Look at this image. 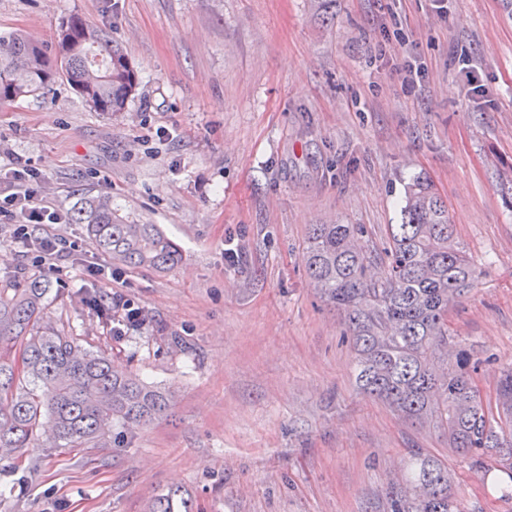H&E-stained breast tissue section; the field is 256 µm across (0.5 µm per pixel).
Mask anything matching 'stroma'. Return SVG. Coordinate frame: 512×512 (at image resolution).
Returning a JSON list of instances; mask_svg holds the SVG:
<instances>
[{
    "instance_id": "stroma-1",
    "label": "stroma",
    "mask_w": 512,
    "mask_h": 512,
    "mask_svg": "<svg viewBox=\"0 0 512 512\" xmlns=\"http://www.w3.org/2000/svg\"><path fill=\"white\" fill-rule=\"evenodd\" d=\"M79 15L107 29L137 85L119 114L65 78L0 106V167L40 172L62 212L104 193L183 249L175 268L111 266L82 225L55 270L0 222V280L51 283L50 324L169 391L171 416L113 425L106 448H27L0 463V512H147L180 489L195 512H379L414 450L447 463L462 512H512L504 473L432 424L358 391L344 326L305 267L310 225L360 224L382 252L415 176L448 202L480 277L448 327L495 400L512 366V14L504 0H0V32L54 51ZM169 135L158 138L157 129ZM31 227V235H39ZM235 258H228V251ZM140 310L112 332L85 293Z\"/></svg>"
}]
</instances>
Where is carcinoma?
Masks as SVG:
<instances>
[{"mask_svg":"<svg viewBox=\"0 0 512 512\" xmlns=\"http://www.w3.org/2000/svg\"><path fill=\"white\" fill-rule=\"evenodd\" d=\"M61 75L98 112L123 111L136 86L123 50L78 15L59 24L52 59L23 32L0 33V105ZM70 220L116 264L166 272L182 259L158 225L120 215L107 194L79 198ZM364 233L360 224H313L305 251L310 279L348 329L358 387L405 418L435 421L453 447L478 464L497 461L512 481V367L500 380L496 415L486 416L473 394L471 354L448 328V306L479 271L455 241L447 201L418 176L384 254L365 249ZM378 262L384 271L377 278ZM50 292L39 275L22 285L0 283V461L42 435L54 448H105L112 422L147 425L172 406L168 393L116 372L107 357L44 324ZM405 483L390 488L383 512H459L439 460L414 453ZM149 512L191 508L174 490L154 498Z\"/></svg>","mask_w":512,"mask_h":512,"instance_id":"obj_1","label":"carcinoma"}]
</instances>
